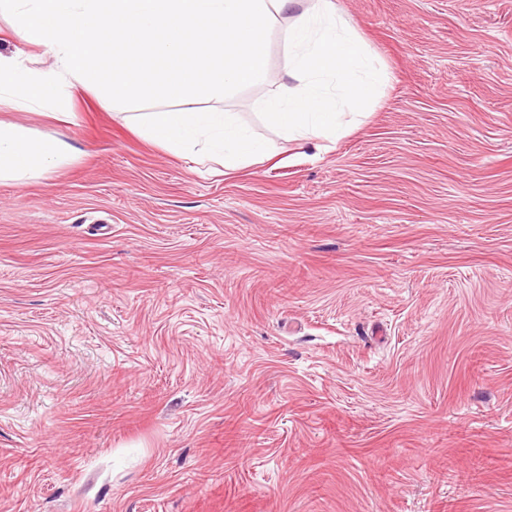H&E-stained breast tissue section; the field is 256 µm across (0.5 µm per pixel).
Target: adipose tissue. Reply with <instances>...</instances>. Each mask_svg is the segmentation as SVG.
<instances>
[{"mask_svg":"<svg viewBox=\"0 0 512 512\" xmlns=\"http://www.w3.org/2000/svg\"><path fill=\"white\" fill-rule=\"evenodd\" d=\"M73 158L64 141L40 137L24 124L0 122V179L24 180L68 164Z\"/></svg>","mask_w":512,"mask_h":512,"instance_id":"1","label":"adipose tissue"}]
</instances>
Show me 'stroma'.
I'll return each mask as SVG.
<instances>
[{
	"label": "stroma",
	"instance_id": "1",
	"mask_svg": "<svg viewBox=\"0 0 512 512\" xmlns=\"http://www.w3.org/2000/svg\"><path fill=\"white\" fill-rule=\"evenodd\" d=\"M334 2L389 79L333 143L259 114L290 11L196 103L238 171L98 88L0 109L75 152L0 180V512H512V0Z\"/></svg>",
	"mask_w": 512,
	"mask_h": 512
}]
</instances>
